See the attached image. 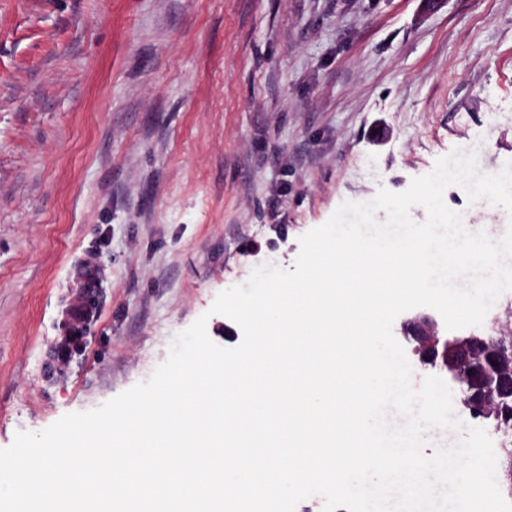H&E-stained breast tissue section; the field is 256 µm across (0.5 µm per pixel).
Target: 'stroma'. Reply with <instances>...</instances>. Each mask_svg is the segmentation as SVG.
<instances>
[{"mask_svg": "<svg viewBox=\"0 0 512 512\" xmlns=\"http://www.w3.org/2000/svg\"><path fill=\"white\" fill-rule=\"evenodd\" d=\"M456 148L512 160V0H0V449L147 381L200 316L237 347L219 293Z\"/></svg>", "mask_w": 512, "mask_h": 512, "instance_id": "obj_1", "label": "stroma"}]
</instances>
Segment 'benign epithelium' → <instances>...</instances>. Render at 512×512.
I'll use <instances>...</instances> for the list:
<instances>
[{"mask_svg": "<svg viewBox=\"0 0 512 512\" xmlns=\"http://www.w3.org/2000/svg\"><path fill=\"white\" fill-rule=\"evenodd\" d=\"M423 364L446 371L460 385L462 404L481 417L498 414L512 396V336L492 328L495 338L441 336L432 316L416 314L405 322Z\"/></svg>", "mask_w": 512, "mask_h": 512, "instance_id": "7a95c632", "label": "benign epithelium"}]
</instances>
